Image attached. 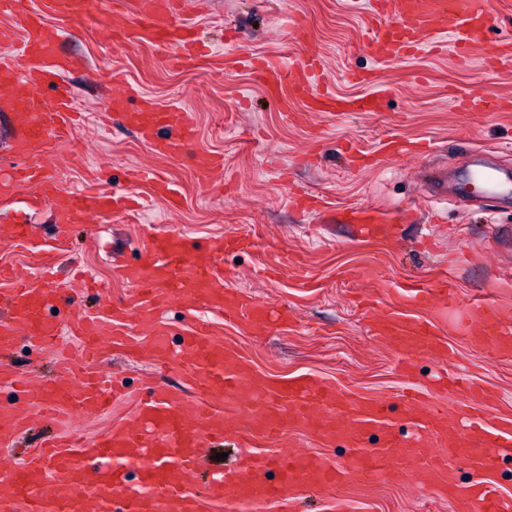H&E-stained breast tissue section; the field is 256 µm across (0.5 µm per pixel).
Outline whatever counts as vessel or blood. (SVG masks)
Wrapping results in <instances>:
<instances>
[{
    "label": "vessel or blood",
    "instance_id": "obj_1",
    "mask_svg": "<svg viewBox=\"0 0 512 512\" xmlns=\"http://www.w3.org/2000/svg\"><path fill=\"white\" fill-rule=\"evenodd\" d=\"M99 7L98 0H0V45L14 49L16 59L0 60V112L12 118V155L20 164L0 179V198L34 185L55 206L61 224H82L125 208L124 197L93 184L63 188L45 158L73 133L75 96L58 84L54 99L43 102L39 88L66 68L58 56L57 22L81 24ZM135 26L107 25L104 41L122 44L143 32L158 37L174 51L176 61L194 59V28L180 15L179 0H132ZM375 41L384 48L382 62L403 59L450 38L456 54L480 45L487 63L499 76L512 77V39H487L496 19L488 0H379ZM256 80L273 94L302 101L312 112H373L379 97H343L321 92L306 77L312 60L290 63L273 56L246 60ZM127 91H113L112 109L156 152L192 151L194 121L189 113L172 116L152 102L126 108ZM465 109L499 112L512 109V98L476 96L463 99ZM162 140H155L159 129ZM194 153L201 182L224 168L221 156ZM344 221L372 234L380 218L373 208L347 209ZM249 234L234 233L215 242L201 259L182 236L157 234L140 250L137 263L118 267L117 276L131 292L120 303H106L97 316L75 314L69 328L46 317L58 299L78 306L67 286L0 267V351L21 339L56 353V381L35 386L22 373L0 366L1 386L23 387L26 398L0 404V447H14L25 425L34 419L56 421L75 411L87 415L111 410L120 392L111 378L79 367L78 359L96 356L107 346L126 347L156 361L160 368H177L190 389L182 391L162 381L147 384V395H136L131 417L107 432L86 440L72 436L39 449L23 465L0 457V512H286L307 488L319 487L332 499H342L346 477L360 473L376 479L418 478L423 489L457 504L460 512H512V497L495 479L503 457L512 454V429L479 415L464 427L448 425L441 402L421 392H402L400 402L413 415L412 428L397 429L392 414L396 402L387 397L354 396L323 377L307 374L276 383L254 370L244 354L223 339V320L245 319L249 328L269 327L276 309L270 303L226 287L223 256L253 248ZM178 302L192 319L172 346L165 307ZM205 307L208 317L196 316ZM469 327V338L495 358L512 356V318L486 302ZM148 329L146 340L135 337V326ZM78 340L76 354L62 353L60 336ZM378 336L412 361L428 353L447 363L452 354L426 319L403 320L387 314L375 326ZM267 442V453L243 451L236 470L215 473L203 491L190 479L204 448L240 434L242 426ZM343 443L354 452L345 465L323 450ZM321 446L313 453L311 445ZM476 472L464 485L456 466Z\"/></svg>",
    "mask_w": 512,
    "mask_h": 512
}]
</instances>
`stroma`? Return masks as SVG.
Here are the masks:
<instances>
[{"mask_svg":"<svg viewBox=\"0 0 512 512\" xmlns=\"http://www.w3.org/2000/svg\"><path fill=\"white\" fill-rule=\"evenodd\" d=\"M372 0H182L183 17L212 53L182 66L152 37L103 45L100 15L80 28L59 26V51L71 62L61 74L77 93L80 113L72 143L53 162L62 182L90 180L145 196L140 210L105 214L90 224L61 228L51 203L24 189L0 203V266L31 273L42 257L60 282L73 267L110 283L112 298L128 292L113 268L137 262L144 242L167 230L183 235L198 255L240 229L251 251L224 255L227 287L288 305L293 322L253 335L244 321L224 326V340L275 381L314 373L355 394L392 396L406 384L428 385L437 360L415 357L412 377L400 356L371 331L396 311L431 320L455 352V363L494 393L489 411L512 418V360L488 358L464 334L475 304L492 301L512 315V203L472 191L465 206L436 202L431 183L460 175L473 151L497 168L512 169V111L469 112L458 97L512 96L481 61V48L458 62L452 48L380 62L372 44ZM314 59L320 88L341 96L382 93L378 111L349 115L310 112L283 103L243 66L249 54ZM370 76L353 83L350 73ZM131 87L129 108L142 99L159 108L193 113L194 151L222 155L224 172L211 187L198 180L191 153L162 157L120 118L110 115L112 75ZM162 173L181 194L179 208L150 194L140 168ZM372 205L411 212L388 236L366 241L344 224V209ZM30 238L7 240L11 225ZM447 279L454 304L430 309L409 291ZM42 383L52 377L51 355L18 341L0 360ZM98 370L123 391L138 392L151 372L125 354H102ZM347 512H455L448 501L415 481L379 483L353 475Z\"/></svg>","mask_w":512,"mask_h":512,"instance_id":"35a3bbf8","label":"stroma"}]
</instances>
